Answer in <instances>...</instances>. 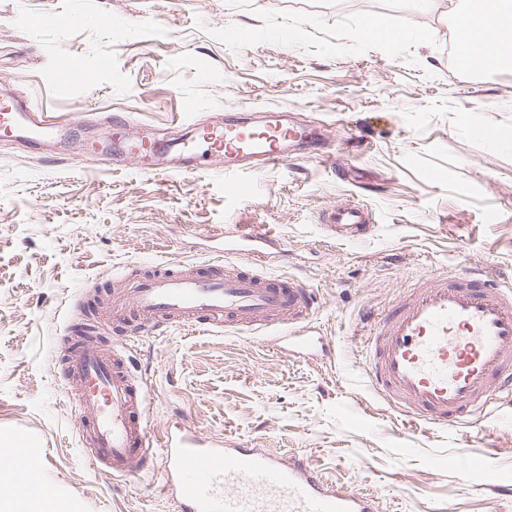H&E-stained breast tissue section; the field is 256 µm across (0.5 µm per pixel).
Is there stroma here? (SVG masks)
Returning <instances> with one entry per match:
<instances>
[{"instance_id":"35a3bbf8","label":"stroma","mask_w":512,"mask_h":512,"mask_svg":"<svg viewBox=\"0 0 512 512\" xmlns=\"http://www.w3.org/2000/svg\"><path fill=\"white\" fill-rule=\"evenodd\" d=\"M471 6L0 0V96L64 124L36 150L0 138V440L40 459L64 512H177L162 464L133 479L89 467L57 343L81 322L129 336L154 435L186 425L304 459L329 486L374 495L378 512H512V397L467 424L411 422L369 388L358 339L366 311L388 309L423 275L477 265L512 280V69L452 66L448 39ZM372 16L409 18L408 39L361 35ZM298 23L300 37L284 40ZM67 63L93 83L60 84ZM270 110L321 126L336 161L301 154L242 168L244 198L226 193L217 166H117L104 122L122 112L163 134ZM348 199L370 209L373 227L336 242L320 214ZM247 229L279 241L264 272L314 290L326 351L287 350L276 329L133 337L103 321L116 278L203 265Z\"/></svg>"}]
</instances>
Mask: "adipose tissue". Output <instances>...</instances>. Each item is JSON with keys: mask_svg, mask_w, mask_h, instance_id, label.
Segmentation results:
<instances>
[{"mask_svg": "<svg viewBox=\"0 0 512 512\" xmlns=\"http://www.w3.org/2000/svg\"><path fill=\"white\" fill-rule=\"evenodd\" d=\"M458 27L463 54L477 67L496 72L512 66V0H482L463 13Z\"/></svg>", "mask_w": 512, "mask_h": 512, "instance_id": "obj_1", "label": "adipose tissue"}]
</instances>
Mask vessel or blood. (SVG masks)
Returning a JSON list of instances; mask_svg holds the SVG:
<instances>
[{
    "instance_id": "b4317fda",
    "label": "vessel or blood",
    "mask_w": 512,
    "mask_h": 512,
    "mask_svg": "<svg viewBox=\"0 0 512 512\" xmlns=\"http://www.w3.org/2000/svg\"><path fill=\"white\" fill-rule=\"evenodd\" d=\"M58 128L54 116L26 100L0 104L1 136L35 147ZM318 142L314 130L289 123L286 113L269 112L256 125L228 117L198 125L189 139L141 132L126 134L120 144L123 154L146 160L152 173H190L200 157H208L210 164L223 165L225 190L239 196L243 189L234 172L284 163L289 147L314 148ZM321 220L334 240L359 239L372 228L368 210L351 202L326 208ZM274 244L265 232L240 233L232 250L244 267L203 275L193 265L177 271L161 266L130 279L108 300L106 312L120 322L137 313L131 329L137 336L168 327L256 332L285 325L295 330L288 344L308 350L316 297L298 278L283 282L263 272ZM363 323L369 329L367 382L403 416L463 424L512 394V292L491 283L485 270L420 278L393 310L367 314ZM62 345L68 353L64 375L87 420L83 440L92 470L126 477L163 457V489L179 512H377L373 498L329 487L303 459L213 441L191 427L153 437L144 418L148 395L125 366L130 344L121 339L107 350L97 337L66 335ZM0 457L14 469L0 492L15 495L42 485L40 464L24 448L1 449Z\"/></svg>"
}]
</instances>
